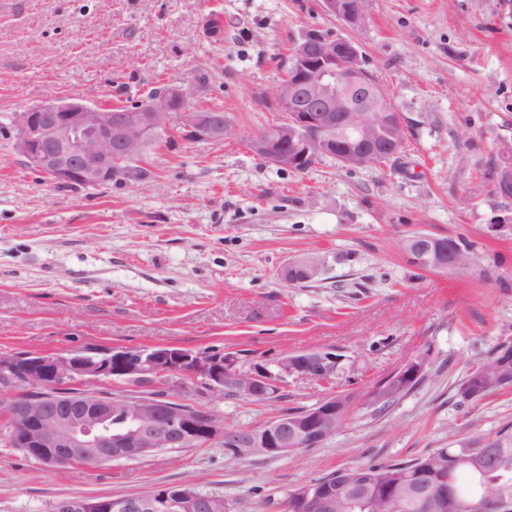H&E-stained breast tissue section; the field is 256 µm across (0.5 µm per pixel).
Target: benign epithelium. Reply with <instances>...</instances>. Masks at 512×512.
Segmentation results:
<instances>
[{
    "instance_id": "benign-epithelium-1",
    "label": "benign epithelium",
    "mask_w": 512,
    "mask_h": 512,
    "mask_svg": "<svg viewBox=\"0 0 512 512\" xmlns=\"http://www.w3.org/2000/svg\"><path fill=\"white\" fill-rule=\"evenodd\" d=\"M349 0H322L323 11L350 26L366 17L363 2L349 8ZM295 77L278 87L276 99L286 119L252 144L263 160L282 168H297L304 161L324 156L344 166H364L386 149L396 150L404 137V120L380 85L369 80L358 45L323 33L296 46ZM193 84L171 86L135 109L117 112L83 100L54 98L26 109L15 118L14 149L28 164L50 180L99 187L120 177V165L144 153L148 142L173 124L213 138L224 137V118L214 112H186ZM353 139L336 154V132ZM417 262L431 269L457 265V251L444 248L436 236L413 232L407 238ZM299 269L312 277L316 268L306 258L288 261L280 271ZM341 358L310 349L274 362L240 364L231 353H196L168 346L112 347L93 352L40 354L0 353L1 393L9 397L7 432L13 447L45 467L81 461L97 463L153 456L191 441L214 440L221 428L215 415L200 413L167 397L138 393L112 396L94 390L104 380H121L136 390L157 388L166 377L178 375L209 392L249 398H268L281 390L283 375L298 374L318 382L336 377ZM426 357L420 355L383 377L370 391L367 404L375 406L395 379L423 377ZM352 397L337 395L314 407L279 418L260 427L224 432V453L236 459L282 457L317 446L334 434L336 419L350 413ZM342 484L313 486L294 491L303 512H332ZM421 508L431 501L442 512H486L481 497L457 494L444 478L426 480L411 488ZM56 512H232L224 499L204 495L189 484L171 492L153 490L124 498H83L59 502Z\"/></svg>"
}]
</instances>
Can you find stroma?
<instances>
[{
	"label": "stroma",
	"instance_id": "stroma-1",
	"mask_svg": "<svg viewBox=\"0 0 512 512\" xmlns=\"http://www.w3.org/2000/svg\"><path fill=\"white\" fill-rule=\"evenodd\" d=\"M224 21L211 38V15ZM354 40L407 123L383 163L318 159L282 170L252 140L279 124L292 48L310 30ZM203 87L189 110L224 115L216 140L171 130L141 182L61 188L13 150L17 112L51 97L125 106L154 87ZM512 145V0H367L351 28L319 0H0V353L178 346L272 361L313 348L344 357L330 383L286 376L277 397L196 395L224 428L352 394L323 444L233 459L217 442L143 459L47 468L0 450V512H54L69 497L121 498L189 484L236 512H282L288 490L347 466L409 461L512 424V387L458 407L478 359L512 336V218L496 164ZM463 237L469 267L411 266L413 231ZM315 255L317 278H280ZM426 354L425 380L384 414L374 384Z\"/></svg>",
	"mask_w": 512,
	"mask_h": 512
}]
</instances>
